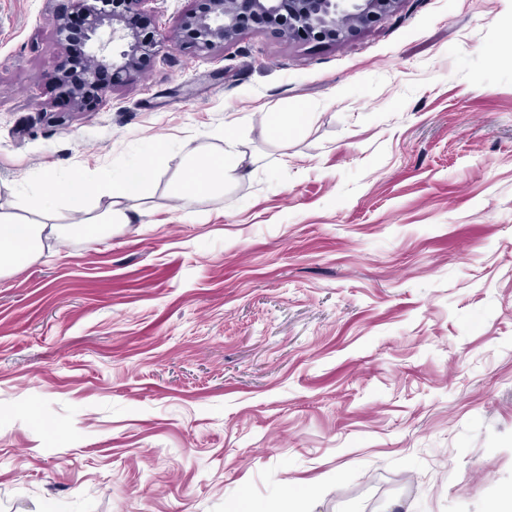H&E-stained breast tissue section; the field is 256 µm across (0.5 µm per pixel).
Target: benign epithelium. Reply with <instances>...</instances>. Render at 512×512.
<instances>
[{"label": "benign epithelium", "instance_id": "1", "mask_svg": "<svg viewBox=\"0 0 512 512\" xmlns=\"http://www.w3.org/2000/svg\"><path fill=\"white\" fill-rule=\"evenodd\" d=\"M145 0H72V13L56 15L61 54L70 58L75 48L90 60L82 84L76 85L58 69L53 83L59 98L73 113L93 95L99 100L112 84L132 78L141 60L160 53L171 40L196 52H209L242 33L272 27L282 37L307 35L343 41L354 30L381 20L396 0H203V6L184 16L174 38L149 36L132 27L127 16Z\"/></svg>", "mask_w": 512, "mask_h": 512}]
</instances>
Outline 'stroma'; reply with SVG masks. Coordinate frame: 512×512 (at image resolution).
Returning a JSON list of instances; mask_svg holds the SVG:
<instances>
[{
	"label": "stroma",
	"instance_id": "35a3bbf8",
	"mask_svg": "<svg viewBox=\"0 0 512 512\" xmlns=\"http://www.w3.org/2000/svg\"><path fill=\"white\" fill-rule=\"evenodd\" d=\"M196 0H145L171 35ZM69 0H0V204L156 174L0 279V512H488L512 487V0L147 58L68 117ZM269 112L301 118L287 143ZM234 121L254 155L178 209Z\"/></svg>",
	"mask_w": 512,
	"mask_h": 512
}]
</instances>
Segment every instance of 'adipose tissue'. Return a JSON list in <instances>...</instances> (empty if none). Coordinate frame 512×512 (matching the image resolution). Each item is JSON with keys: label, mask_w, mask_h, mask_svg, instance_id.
<instances>
[{"label": "adipose tissue", "mask_w": 512, "mask_h": 512, "mask_svg": "<svg viewBox=\"0 0 512 512\" xmlns=\"http://www.w3.org/2000/svg\"><path fill=\"white\" fill-rule=\"evenodd\" d=\"M212 136L223 141V148L197 154L181 165L175 194L184 206L215 191L219 183L233 177L247 158L241 140L231 128L215 130ZM150 176L151 167L146 163L117 180L103 175L89 181L78 172L67 188L51 182L42 190L17 196L9 208L0 207V278L39 260L62 237L80 236L93 241L104 224L148 223L150 214L138 206L137 200ZM101 192L110 196V207L103 213H92L86 201ZM63 194L68 197L70 211L78 216L71 224L56 221Z\"/></svg>", "instance_id": "obj_1"}]
</instances>
